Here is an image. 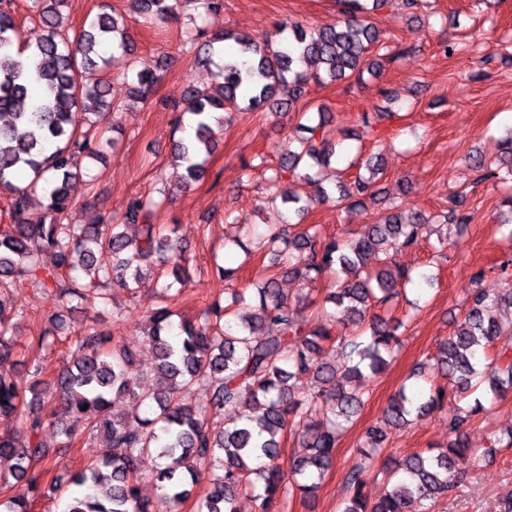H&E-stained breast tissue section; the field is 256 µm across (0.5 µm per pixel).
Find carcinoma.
Instances as JSON below:
<instances>
[{
    "label": "carcinoma",
    "mask_w": 512,
    "mask_h": 512,
    "mask_svg": "<svg viewBox=\"0 0 512 512\" xmlns=\"http://www.w3.org/2000/svg\"><path fill=\"white\" fill-rule=\"evenodd\" d=\"M192 1L204 12L216 11L223 0H132L147 22L178 15L182 3ZM347 18L308 30L284 23L278 36L256 40L226 30L208 35L199 29L183 39L193 63L216 65L218 81L208 89L187 91L183 113L195 123V140L173 144L180 181L197 182L206 174L212 146L224 129L226 115L257 112L270 107L290 111L314 82H337L376 71L380 62L367 57L378 41L369 20L371 9L386 4L373 0H343ZM13 0H0V361L13 354L14 323L7 313L9 292L38 286L55 296L58 313L38 343L51 349L61 336L63 312L91 300L107 308L106 289L134 293L145 271L156 268L166 277L158 285L161 305L146 316V336L155 350L148 374L158 387L145 390L128 376L132 352L120 332L107 334L81 329L70 339V358L56 377L27 387L0 374V488L10 481L24 482L25 490L0 500V512H31L30 498L40 493L34 466L46 459L41 435L56 426L62 446L70 448L87 435H103L121 455H106L73 475V490L65 512H179L189 492L186 479L197 469L214 473L211 496L199 512H236L242 493L260 490L261 509L296 492L309 498L334 462L342 431L364 407L360 381L376 376L395 358L403 321L388 320L374 308L392 310L400 280L418 278L430 285L434 274L395 268L390 256L413 248L431 236L429 219L387 207L359 237L340 240L323 234L317 224H300L303 202L315 195L351 207L375 199L373 178L382 164L376 156L348 169V180L327 190L315 168L330 165L336 146L324 138L330 113L304 112L301 136L280 145L279 180L289 173L288 189L269 201L288 206V222L272 225L252 238H228L224 246L242 251L236 267L215 264L213 272L227 283L239 280L243 266L256 256H270L272 264L246 288H235L230 301L212 304L197 321L174 320L171 308L174 283L188 274L191 256L179 241V225L153 223L163 201L153 195L133 197L124 212L112 219L91 211L83 224H66L74 185L82 177L80 160L99 158L110 145L98 130L100 117L115 109L108 100L111 82L104 71L114 66L131 80L130 94L147 100L162 75L136 71L134 46L128 28L103 11L72 36L64 26L62 8L68 0H33L28 26L13 16ZM112 53L102 55L105 47ZM290 84L293 97L277 99L278 87ZM378 113L358 112L356 125L364 141L374 135ZM496 168L485 155L470 159L481 180L504 186L512 183V131L497 145ZM20 170L32 173L21 188L13 182ZM44 192L39 216L30 213L36 189ZM130 228L137 234L127 235ZM112 252V268H99L96 254ZM50 251L54 265L46 267L40 255ZM511 283L501 292L474 291L465 302L462 318L436 354L415 367L414 375L440 379L448 386L409 389L403 384L384 410L385 423L366 432L363 455H381L387 428L403 427L409 416L422 417L439 410L454 392H481L482 397L448 418V447L428 454L413 453L386 466L385 490L375 502L363 494L366 467L358 465L347 476L351 491L339 512H433L448 491L455 458L476 456L464 440L463 428L473 417L512 395V352H492L503 320L512 322V257L499 264ZM316 279L334 275L321 314L306 327L294 318L288 296L279 286L280 275ZM335 349L338 360L329 364L322 353ZM312 373L316 390L304 393L293 378ZM192 386L208 390L207 399L188 402ZM126 396L149 408L145 415L118 413L114 399ZM304 452L281 466L288 439ZM156 463L162 494L157 501L139 495L140 464Z\"/></svg>",
    "instance_id": "cac0c4a2"
}]
</instances>
